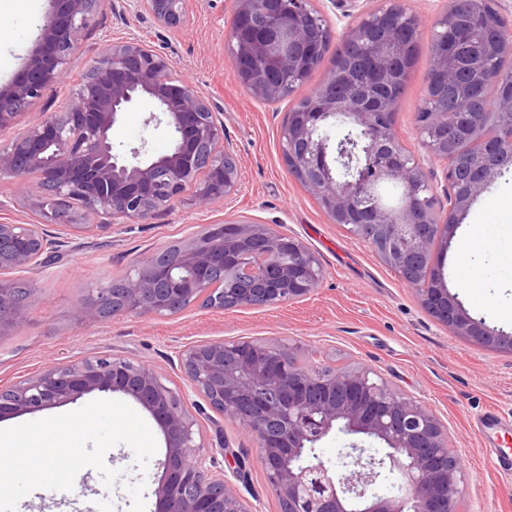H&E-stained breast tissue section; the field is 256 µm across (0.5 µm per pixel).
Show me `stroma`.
<instances>
[{
	"label": "stroma",
	"instance_id": "35a3bbf8",
	"mask_svg": "<svg viewBox=\"0 0 512 512\" xmlns=\"http://www.w3.org/2000/svg\"><path fill=\"white\" fill-rule=\"evenodd\" d=\"M407 5L428 28L398 101L395 128L440 188L443 165L423 155L415 120L433 59L429 25L446 0H407ZM235 8V0H185L180 22L166 26L150 10H127L126 0H100L80 34L64 82L48 88L15 125L0 131L1 146L29 123L63 111L92 57L110 43L135 40L166 52L173 76L192 85L220 112L241 183L235 194L203 208L193 205L197 186L189 184L184 203L142 224L105 226L100 216L78 207L68 210L69 220L92 225L93 230L70 236L46 266L21 273L31 292L21 325L0 335V387L85 359L122 357L145 364L184 394L185 406L198 423V443L211 447L216 431H223L230 453L243 463L240 477L230 480L235 491L257 512H283L256 441L212 410L201 395L186 390L177 361L180 349L200 341H267L299 364L334 370L361 366L416 397L447 425L450 446L461 459L465 481L459 512H512V481L499 475L489 452L493 446L512 451V353L484 348L436 321L370 245L331 223L289 174L282 148L288 111L323 82L335 55L327 53L293 96L274 104L260 102L239 81L227 49ZM49 9V0H0V17L9 19L0 26V87L20 74ZM152 110L143 102L124 112L112 131L115 150L140 145L154 155L170 150L167 130L149 121ZM43 198L39 178L22 186L1 178L0 223H42L49 233H58V226L42 214ZM231 220L274 225L303 242L323 267L318 287L301 299L272 307L216 310L196 302L174 314L121 313L86 322L82 305L93 290L126 278L143 259L184 244L207 225ZM473 231L496 241L497 249L470 258L468 236ZM435 260L444 266L450 292L472 317L512 331V171L478 197L449 249L437 250ZM487 410L507 421L488 443L474 428ZM164 454L157 449L142 472L131 448L115 446L105 461L124 474L113 485H105L95 469L86 468L77 474L72 490H34L20 500L17 512H155L158 461Z\"/></svg>",
	"mask_w": 512,
	"mask_h": 512
}]
</instances>
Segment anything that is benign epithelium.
I'll list each match as a JSON object with an SVG mask.
<instances>
[{"instance_id": "obj_1", "label": "benign epithelium", "mask_w": 512, "mask_h": 512, "mask_svg": "<svg viewBox=\"0 0 512 512\" xmlns=\"http://www.w3.org/2000/svg\"><path fill=\"white\" fill-rule=\"evenodd\" d=\"M495 22L475 29L463 16L477 2ZM40 25V39L22 76L0 87V130L25 114L32 101L66 74L79 35L100 0H53ZM149 8L163 23L179 17L184 0H128ZM228 47L245 88L257 99L283 98L307 65L323 53L315 33L338 43L334 65L300 112L288 113L284 158L288 171L316 199L334 224L367 242L379 259L413 288L421 305L453 333L479 345L512 352V332L472 318L451 294L433 260L436 243L449 247L459 221L503 171L512 168V87L491 111L463 112L448 104V90L481 92L462 81L459 63L434 59L416 117L422 147L446 163L448 209L437 207L436 188L395 132L396 90L385 75L415 56L422 32L419 16L401 0L383 5L335 31L314 0H236ZM456 43L471 65L487 68L512 57V15L497 0H448L436 20L433 43ZM148 101L149 121L172 137L169 152L154 156L145 147L114 150L112 128L123 112ZM338 122L362 129V158L347 176L336 174L323 133ZM224 124L187 83L173 77L167 55L138 42H114L95 57L65 111L28 125L0 147V177L24 184L38 177L55 199L75 200L85 211L113 224H139L182 202L199 174L204 184L195 203L210 205L238 191L232 155L218 150ZM481 144L480 154L461 174L448 151L461 143ZM401 188L396 207H363L366 195L383 184ZM405 237L407 248L392 246ZM63 241L48 238L39 224L0 223V275L25 272ZM185 274L152 255L127 276L122 288L92 292L85 312L158 314L186 300L220 296L236 307L275 306L310 294L323 269L298 239L262 224H210L181 247ZM24 289L0 279V332L20 324ZM187 387L209 406L239 423L256 440L267 479L285 512H457L464 482L462 464L449 448L448 427L415 398L401 393L365 368L323 370L297 365L271 343L212 341L178 353ZM121 393L150 413L166 443L155 489L156 512H254L229 486L215 457L196 442V422L180 395L151 367L125 358L86 359L46 369L0 389V419L35 413L94 393ZM362 435L384 444L380 459L364 458L358 443L331 465L316 444L332 431ZM396 472L402 494L372 491L384 470Z\"/></svg>"}]
</instances>
